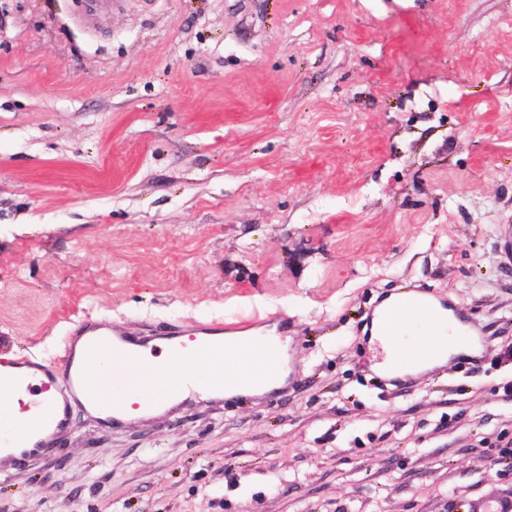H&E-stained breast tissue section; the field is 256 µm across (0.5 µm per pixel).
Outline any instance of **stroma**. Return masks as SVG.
<instances>
[{
    "instance_id": "stroma-1",
    "label": "stroma",
    "mask_w": 512,
    "mask_h": 512,
    "mask_svg": "<svg viewBox=\"0 0 512 512\" xmlns=\"http://www.w3.org/2000/svg\"><path fill=\"white\" fill-rule=\"evenodd\" d=\"M0 0V353L74 324L248 322L272 395L74 411L0 512H464L512 491V0ZM412 286L481 361L396 385L367 319ZM87 9L80 17L83 26L89 32H99L102 29L103 21L108 13L118 9L123 0H87Z\"/></svg>"
}]
</instances>
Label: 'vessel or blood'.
I'll use <instances>...</instances> for the list:
<instances>
[{
  "label": "vessel or blood",
  "mask_w": 512,
  "mask_h": 512,
  "mask_svg": "<svg viewBox=\"0 0 512 512\" xmlns=\"http://www.w3.org/2000/svg\"><path fill=\"white\" fill-rule=\"evenodd\" d=\"M122 3L123 0H89L80 21L88 31H101L107 14ZM415 312L429 314L437 331L465 322L459 313H441L435 298L409 289L375 310L369 323L376 335H392L401 327L404 317ZM224 332L220 323L179 324L158 336L98 319L77 324L72 340L57 362L37 363L1 356L0 392L23 389L34 395L35 400L29 406L31 420L24 429L0 427V462L28 463L47 456L53 437L67 429L74 407H81L104 424L114 426L133 420L122 402L129 390H136L142 410L167 402L196 381L192 363L183 358L191 343L204 347L210 357L211 373L204 384L211 392L220 393L233 386L246 393L268 381L275 367L263 360L241 372L228 369V361L250 355L253 346L245 341L236 348H227ZM154 342L165 346L174 356L167 378L161 381L146 380L141 374V353ZM106 350L111 351L114 365L127 362L131 369L126 373L105 372L96 392L86 393V371ZM468 512H512V492L470 500Z\"/></svg>",
  "instance_id": "1"
}]
</instances>
